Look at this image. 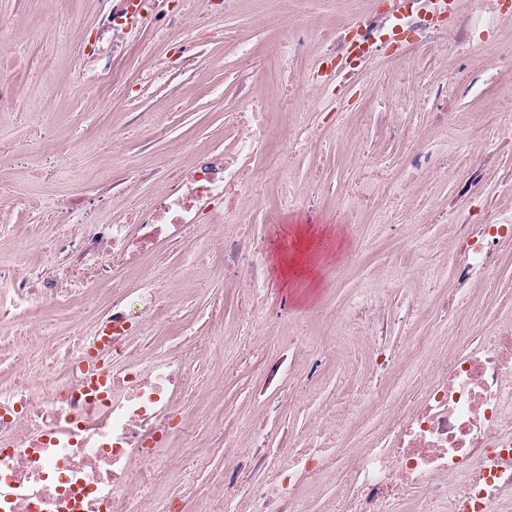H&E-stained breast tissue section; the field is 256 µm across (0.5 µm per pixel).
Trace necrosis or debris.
Listing matches in <instances>:
<instances>
[{
  "instance_id": "obj_1",
  "label": "necrosis or debris",
  "mask_w": 512,
  "mask_h": 512,
  "mask_svg": "<svg viewBox=\"0 0 512 512\" xmlns=\"http://www.w3.org/2000/svg\"><path fill=\"white\" fill-rule=\"evenodd\" d=\"M481 18L460 12L448 22L438 14L441 0H379L375 9L356 18L317 29L284 17L283 29L267 51L280 67L305 61L298 79L312 100L335 93L336 84L353 79L369 59L381 52L384 34L398 27L396 59L445 46L473 48L465 34L484 25L495 30L512 26V11L501 0H488ZM227 0H106L82 67L95 79L113 76L115 64L153 28L172 45L173 53L143 69L141 81L168 80L184 69L196 45L221 37L239 56L252 52L250 44L224 30L207 29L206 17L223 15ZM193 40H185L186 32ZM321 50L314 62L306 57L312 42ZM512 76V37L498 40L491 68H471L466 83L427 86L426 98L436 103L438 123L455 126L459 115L451 108L452 95L479 93L488 72ZM240 82L245 105L227 113L229 137L224 147L186 153L173 171L158 167L127 175V182L157 180L159 192L130 212L101 223L96 202L78 197L57 208L60 232L50 260L19 262L0 269V282L33 304L62 300L84 308L107 300L105 313L92 338L76 343L42 328L0 314V335L20 344L35 343L54 360L40 385L27 374L0 386V484L13 494L0 498V512H183V503L156 502L153 488L161 483L174 460L171 448L190 456L198 448L193 403L188 387L211 393L214 379L198 374L206 337L186 331L181 345L156 353L151 330L178 321L179 312L163 299L165 281L144 278L139 288L126 286V274L163 243L186 250L195 245L187 229L199 220L236 225L237 231L206 250L201 260L223 277L246 275L261 290L262 247L253 239L244 214L259 200L270 175L297 153L320 142L333 112L303 115L296 99L284 94L280 120L271 124L268 106L257 90V73L245 70ZM497 113V126L475 120L472 138L458 141L453 156L437 153L432 143L411 137L403 161V201L413 204L421 183L453 177L462 185L461 197L482 198L480 172L488 148L512 135V113L500 111L497 101L486 103ZM505 203L487 211L483 221L469 213L456 221L453 281L459 306L486 277L497 273L512 255V182L502 186ZM392 279L377 283L379 293L369 307V323L353 338L369 344L373 358L368 377L406 372L413 354L389 349L384 334L391 319L384 295ZM142 341L143 353L131 350ZM98 352L106 369L103 385L88 389L85 369L91 352ZM287 361L261 366L263 388L269 393L252 430L220 427L214 438L224 447V473L200 486L195 471L181 469V483L190 492L205 491V512H300L297 490L324 471L329 457L321 449L325 437H336L343 423L336 416L322 419L301 448L288 449L290 465L269 471L257 481L242 460L262 445L265 419L284 412L282 376ZM423 387L407 400L378 399L374 408L380 424L376 445L357 450L348 460L346 485L333 512H385L392 501L417 496V512H512V328L477 340L456 333L451 360L432 359L421 370Z\"/></svg>"
}]
</instances>
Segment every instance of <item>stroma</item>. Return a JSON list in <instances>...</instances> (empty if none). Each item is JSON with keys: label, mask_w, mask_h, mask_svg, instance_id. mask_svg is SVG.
I'll list each match as a JSON object with an SVG mask.
<instances>
[{"label": "stroma", "mask_w": 512, "mask_h": 512, "mask_svg": "<svg viewBox=\"0 0 512 512\" xmlns=\"http://www.w3.org/2000/svg\"><path fill=\"white\" fill-rule=\"evenodd\" d=\"M103 7V0H0V23L9 24L11 31L10 38L0 39V55L18 46L24 56L23 72L0 73V79L20 86L17 97L0 106V139L24 144L22 155L0 157V180L9 183L8 191L0 194L1 266L21 258L31 263L46 260L59 233L55 207L76 189L109 195L110 208L100 215L107 222L127 212L132 196L145 198L158 189L154 183L119 186L127 168H172L187 149L222 144L226 113L245 103L236 79L243 65L263 71L262 93L270 112H277L287 75L268 65L266 49L284 15L332 22L361 10L362 2L235 0L233 9L213 23L253 44L250 61L242 62L217 39L171 85L150 88L140 84L144 65L171 51L168 42L150 34L127 54L121 76L112 83L100 86L82 75L79 61ZM461 62L451 47L422 51L403 67L384 54L337 90V120L324 130L323 147L274 172L265 196L245 215L264 241L261 294H254L246 279L229 281L196 267L191 255L175 245H162L148 264L152 270L179 266L187 271L166 292L182 317L155 327L157 350L178 344L184 328H192L209 341L208 367L228 375L195 408L198 437L205 444L221 423L245 431L261 414L254 397L258 366L278 360L284 338L295 335L299 326L307 327L312 342H329L341 350V358L326 365L312 382L306 381L300 366L289 367L284 384L298 404L277 421L268 445L267 468L287 465L279 451L282 441L302 445L323 414L333 410L344 415V438L333 470L322 485L307 483L299 490L306 512H330L345 486V461L361 445L375 441L377 422L368 414L374 390L398 400L421 387L420 377L414 375L364 386L359 376L370 350L347 334L350 318L360 316L376 296L373 285L386 272L383 261L390 243L403 240L415 250L425 283L416 293L391 289L387 300L393 310L413 298L429 311L453 295L452 227L428 223L427 216L437 210L456 215L459 183L430 179L411 209L374 208L371 200L401 192L407 143L389 142L378 167L364 164L363 152L375 136L378 113L390 110L399 111L411 135L427 137L440 154L453 152L456 141L469 136V116L482 111V99L457 102L460 119L448 129L434 122L432 103L414 90L412 80L422 76L431 82L457 81ZM134 107L158 113L165 134L159 137L151 127L135 124L130 113ZM287 183L331 185L335 196L327 207L311 211L285 200L281 187ZM257 308L277 321H257L252 337H243L239 322ZM329 310L335 311V319L326 318ZM99 314L96 307L45 306L37 320L84 336ZM421 339L432 341L438 351L448 348L451 335L428 319L414 325L396 320L386 343L397 349Z\"/></svg>", "instance_id": "35a3bbf8"}]
</instances>
